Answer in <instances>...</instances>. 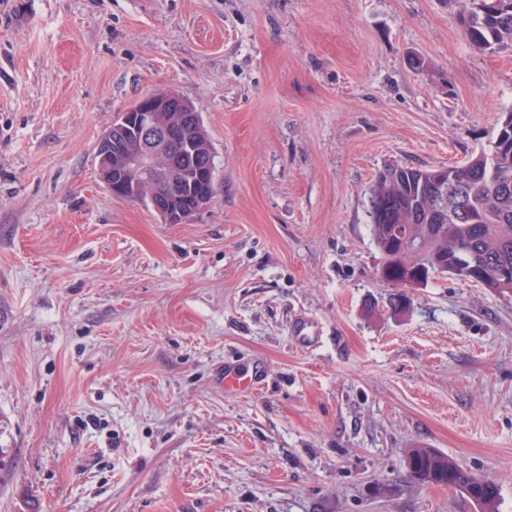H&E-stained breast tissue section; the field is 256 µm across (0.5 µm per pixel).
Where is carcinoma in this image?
<instances>
[{
  "mask_svg": "<svg viewBox=\"0 0 512 512\" xmlns=\"http://www.w3.org/2000/svg\"><path fill=\"white\" fill-rule=\"evenodd\" d=\"M461 35L479 53L512 49V0H455ZM448 180V213L434 202L440 181ZM371 233L381 256L382 278L392 285L414 269L434 280L448 275L459 255L472 270L456 276L498 293H512V112L502 115L490 148L473 152L462 165L438 168L390 166L369 189ZM420 237L412 253L405 239ZM411 476L456 487L496 512L497 488L461 469L448 455L417 446L408 452Z\"/></svg>",
  "mask_w": 512,
  "mask_h": 512,
  "instance_id": "cac0c4a2",
  "label": "carcinoma"
}]
</instances>
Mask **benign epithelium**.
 Wrapping results in <instances>:
<instances>
[{
	"mask_svg": "<svg viewBox=\"0 0 512 512\" xmlns=\"http://www.w3.org/2000/svg\"><path fill=\"white\" fill-rule=\"evenodd\" d=\"M97 167L112 197L147 200L164 224H185L213 199L212 153L189 101L160 88L119 113L100 138ZM177 184L195 192L185 207L172 195Z\"/></svg>",
	"mask_w": 512,
	"mask_h": 512,
	"instance_id": "7a95c632",
	"label": "benign epithelium"
}]
</instances>
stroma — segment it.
Segmentation results:
<instances>
[{
    "instance_id": "1",
    "label": "stroma",
    "mask_w": 512,
    "mask_h": 512,
    "mask_svg": "<svg viewBox=\"0 0 512 512\" xmlns=\"http://www.w3.org/2000/svg\"><path fill=\"white\" fill-rule=\"evenodd\" d=\"M159 87L213 148L185 224L97 170ZM509 110L512 50L448 0H0V512H479L415 446L512 512V294L392 312L368 214L386 165L462 163ZM221 380L227 387H235L242 391L255 390L261 383L262 376L254 374L243 378L239 369L233 362L224 363V369L220 372ZM408 467L414 479L460 488L480 505L483 512H496L497 488L491 482L465 472L448 455L424 446L410 448Z\"/></svg>"
}]
</instances>
